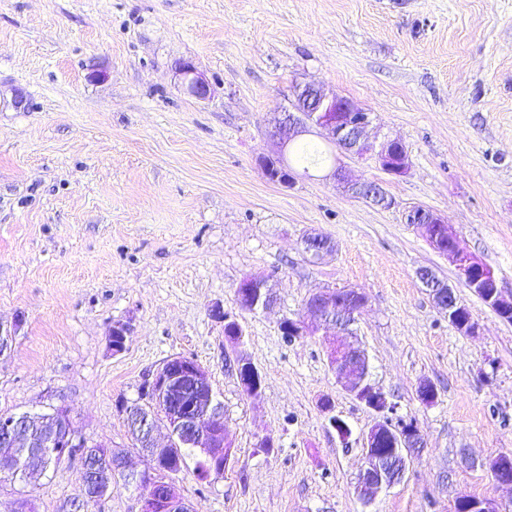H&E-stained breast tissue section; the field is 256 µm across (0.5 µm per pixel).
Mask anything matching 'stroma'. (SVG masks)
<instances>
[{
	"instance_id": "1",
	"label": "stroma",
	"mask_w": 512,
	"mask_h": 512,
	"mask_svg": "<svg viewBox=\"0 0 512 512\" xmlns=\"http://www.w3.org/2000/svg\"><path fill=\"white\" fill-rule=\"evenodd\" d=\"M183 61L210 98L183 91ZM305 82L403 143L401 176L339 156L390 208L344 194L325 165L294 166L289 184L265 174L274 118ZM415 206L444 216L512 297V0H0V322L18 326L0 356V413L67 407L88 445L137 464L126 409L187 356L209 374L234 451L209 484L177 475L192 512H454L460 496L512 512V488L488 468L512 455V322L406 223ZM312 232L333 244L319 259L305 250ZM425 267L469 309L473 334L436 307ZM248 276L266 279L271 311L237 310ZM343 287L367 297L354 329L371 383L424 439L369 506L353 483L374 412L338 382L327 336L279 328L312 293ZM218 304L242 343L211 317ZM118 322L131 334L116 354ZM239 353L262 376L257 395L239 385ZM83 488L68 460L0 482V512L19 499L28 512L141 510L139 487L88 505Z\"/></svg>"
}]
</instances>
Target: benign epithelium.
<instances>
[{
    "label": "benign epithelium",
    "instance_id": "1",
    "mask_svg": "<svg viewBox=\"0 0 512 512\" xmlns=\"http://www.w3.org/2000/svg\"><path fill=\"white\" fill-rule=\"evenodd\" d=\"M178 74L184 91L197 99L211 96L212 90L206 78L190 62L178 67ZM292 109L286 110L274 119L272 136L276 139L277 154L282 156L288 144L317 129L325 133L327 142L338 147L343 153L358 157L370 155L381 170L389 175L401 176L407 173L409 157L405 146L395 139H383L375 144L367 139L366 133L373 125L370 113L355 107L347 99L326 93L313 84L296 85L293 92ZM267 176L282 183L291 179L288 165L273 164L263 160ZM330 176L337 179L343 191L353 198L369 200L380 208H388L392 201L382 188L369 181L352 180L333 167ZM426 224L419 226L422 234L434 243L437 235L431 234L428 225L447 226L440 214L423 209ZM448 248L444 255L455 267L458 278L466 283L500 317L512 318V298L505 297L498 287L493 270L484 265L464 248L457 236L447 233ZM419 278L429 288L438 308L448 315V321L458 332L469 335L475 329V322L469 311L460 307L453 289L440 281L428 270L419 271ZM238 309L264 312L275 304V297L266 281L260 277L242 279L236 290ZM367 304V298L360 292H353L343 300L336 290L326 289L313 293L305 306V315L298 319H285L282 326L292 335L300 336L324 330L333 336L329 342L328 358L336 377L356 399L373 410L378 419L363 438L365 465L355 482V493L366 505L371 504L382 488L399 482L413 456L424 447V440L417 426L412 422L393 421L396 408L386 394L373 386L367 375L361 374L359 366H368V356L353 336L349 326ZM211 316L227 328H232L230 340L239 344L244 333L234 314L217 305ZM129 326L117 323L112 326L109 342L114 353L125 349ZM235 372L242 390L254 395L261 389V376L253 363L239 354L235 361ZM180 387L192 395L187 405L171 400L172 391ZM146 402L127 410L129 428L136 430L147 447L156 449L155 454H146L145 468L136 471L128 468L123 457L114 455L103 448L92 458L83 459L84 495L88 503L96 496L92 494L91 482L87 475L106 471L122 476L135 485H142L146 494L142 500L141 512H190L189 506L176 491L173 479L159 477V462L172 461L181 448H198L209 463V473L215 476L224 473V413L219 409L213 396L208 374L192 358L175 356L167 359L148 382L145 391ZM160 409L168 428V443L159 447L155 442L157 421L154 409ZM37 427L50 434L52 447L61 459L71 458L74 448L85 443L76 435L71 426L69 411L60 406L52 418L28 413L0 417V443L16 445L26 427ZM390 439L395 452L385 456L371 451L381 436ZM495 481L512 487V457L500 455L488 463ZM455 506L460 512H497V505L488 499L462 496Z\"/></svg>",
    "mask_w": 512,
    "mask_h": 512
}]
</instances>
